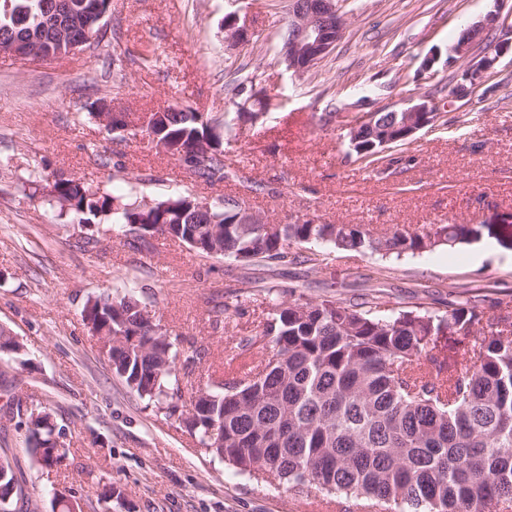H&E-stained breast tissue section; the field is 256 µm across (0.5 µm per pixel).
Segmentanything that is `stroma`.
<instances>
[{
  "label": "stroma",
  "mask_w": 512,
  "mask_h": 512,
  "mask_svg": "<svg viewBox=\"0 0 512 512\" xmlns=\"http://www.w3.org/2000/svg\"><path fill=\"white\" fill-rule=\"evenodd\" d=\"M290 0H112L102 39L87 52L52 63L0 55V325L25 351L0 376V446L25 479L27 512H52L61 491L93 512L106 487L120 492L122 512H336L261 479L229 475L178 421L156 414L112 372L80 320L89 297L132 283L169 332L194 338L205 351L191 374L203 388L224 380L233 339L267 316L261 302L215 319L205 296L233 286L230 259H203L157 236L148 251L99 224L85 245L22 182L32 161L51 172L105 182L115 166L127 180L148 178L146 191L192 190L213 201L229 197L273 224L313 218L319 224L512 225V54L501 56L472 100L452 91L461 64L448 48L460 31L499 10L489 40L512 37V5L494 0H336L345 26L334 49L309 72L280 64ZM238 14L252 38L224 41V17ZM155 61L144 65L145 51ZM437 59L421 71L429 54ZM282 99L256 122L263 93ZM428 95L440 122L403 146L397 173L369 169L348 156L345 117L399 110ZM103 101L135 119L189 107L232 127L226 162L236 176L213 187L196 183L173 157L141 142L119 141L82 115ZM288 289L341 299L385 282L388 306L424 302L446 310L467 290L486 314L512 304V249L494 237L401 259L329 252L321 269L265 273ZM50 403L63 426L66 456L54 471L33 460L24 435L4 414L12 395Z\"/></svg>",
  "instance_id": "stroma-1"
}]
</instances>
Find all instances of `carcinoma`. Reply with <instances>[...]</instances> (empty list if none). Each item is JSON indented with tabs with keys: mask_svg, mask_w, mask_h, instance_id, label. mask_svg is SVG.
Listing matches in <instances>:
<instances>
[{
	"mask_svg": "<svg viewBox=\"0 0 512 512\" xmlns=\"http://www.w3.org/2000/svg\"><path fill=\"white\" fill-rule=\"evenodd\" d=\"M55 0H0V38L33 51L48 32ZM219 121L199 112H173L152 127L158 139L183 148L178 161L197 181L213 186L233 175L224 158L200 155V144L224 152ZM121 141H144L140 124L112 125ZM349 155L373 167L382 159L361 129ZM45 201L69 224L104 217L132 244L149 245L160 233L196 254L239 263L237 287L216 305L236 313L254 301L252 271L323 262L321 246L382 258L415 255L477 242L489 224H429L375 231L364 224H240L236 201L210 204L197 216L198 197L186 190L146 198L133 186L117 196L106 184L62 173ZM269 312L236 348L265 351L264 363L244 378L224 379L190 393L197 415L178 411L201 350L185 336H170L153 320L149 303L132 290L87 300L83 325L112 333V371L156 412L175 417L188 434L234 474L259 475L298 496L315 493L360 512H512V313L495 318L466 298L446 311L421 304L389 308L377 291L361 300L286 297L262 289ZM470 345L450 358L439 336ZM15 427L39 465L60 464L63 428L49 421L42 401L15 396ZM20 490L14 459L0 455V512H10Z\"/></svg>",
	"mask_w": 512,
	"mask_h": 512,
	"instance_id": "cac0c4a2",
	"label": "carcinoma"
}]
</instances>
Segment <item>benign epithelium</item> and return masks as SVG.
I'll return each instance as SVG.
<instances>
[{
	"label": "benign epithelium",
	"instance_id": "benign-epithelium-1",
	"mask_svg": "<svg viewBox=\"0 0 512 512\" xmlns=\"http://www.w3.org/2000/svg\"><path fill=\"white\" fill-rule=\"evenodd\" d=\"M105 15L101 0H89L83 14L84 35L74 39L61 33L46 47L40 60L51 62L86 51L95 35V29L100 26ZM291 16L292 35L283 47L282 59L289 63L291 70L300 73L311 68L331 51L341 36L342 20L336 14L335 0H292ZM498 22L499 13L485 15L467 26L461 33L460 42L449 50L450 54L467 60L454 89L455 98L464 100L474 95L485 83L500 56L512 48V41L503 40L486 48L480 58L471 56L474 45L483 33L496 28ZM224 33L228 41L239 45L250 41L251 37L246 25L240 23L239 17L235 15L224 18ZM401 112L402 121L398 129L402 130L401 138L408 139L433 123L438 108L431 99L420 96L414 104L401 109Z\"/></svg>",
	"mask_w": 512,
	"mask_h": 512
}]
</instances>
